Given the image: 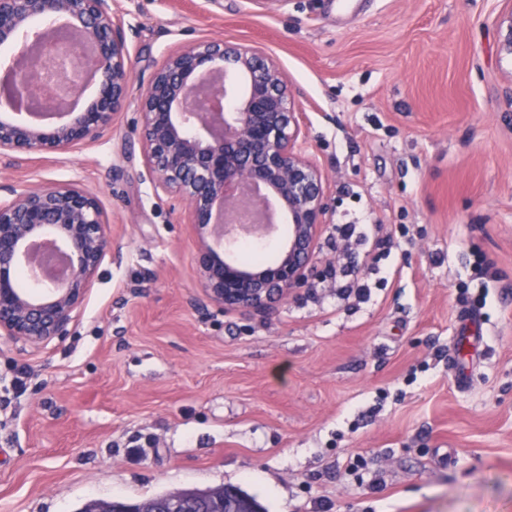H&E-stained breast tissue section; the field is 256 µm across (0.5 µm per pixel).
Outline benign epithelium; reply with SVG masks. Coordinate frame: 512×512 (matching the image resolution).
<instances>
[{
    "instance_id": "1",
    "label": "benign epithelium",
    "mask_w": 512,
    "mask_h": 512,
    "mask_svg": "<svg viewBox=\"0 0 512 512\" xmlns=\"http://www.w3.org/2000/svg\"><path fill=\"white\" fill-rule=\"evenodd\" d=\"M499 15L498 48L512 58V0ZM78 36L92 50L97 95L43 125L0 118V158L64 154L90 146L112 127L129 99L127 39L112 0H0V46L13 49L8 91L17 114L35 113L40 83L67 67L36 48L46 29ZM139 143L153 190L185 205L195 228L200 288L221 309L271 313L288 293L330 272L316 265L322 228L333 205L322 170L309 156L306 125L276 61L257 47L200 40L169 55L139 97ZM247 187L263 189V211L278 208L262 238L286 227L277 258L248 266L239 242L252 226L226 217L241 208ZM112 245L108 219L95 194L76 184L0 182V335L30 346L69 335ZM64 253V277L47 281L34 252Z\"/></svg>"
}]
</instances>
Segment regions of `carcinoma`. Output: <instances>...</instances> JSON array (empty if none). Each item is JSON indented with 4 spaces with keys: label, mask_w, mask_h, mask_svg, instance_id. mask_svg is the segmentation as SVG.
I'll return each instance as SVG.
<instances>
[{
    "label": "carcinoma",
    "mask_w": 512,
    "mask_h": 512,
    "mask_svg": "<svg viewBox=\"0 0 512 512\" xmlns=\"http://www.w3.org/2000/svg\"><path fill=\"white\" fill-rule=\"evenodd\" d=\"M178 496L184 500L187 512H266L256 498L235 487L219 486L209 489L185 488L166 491L143 502L156 512H165L170 498Z\"/></svg>",
    "instance_id": "obj_1"
}]
</instances>
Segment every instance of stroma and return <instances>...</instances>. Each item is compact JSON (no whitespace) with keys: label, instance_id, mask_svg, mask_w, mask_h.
I'll use <instances>...</instances> for the list:
<instances>
[{"label":"stroma","instance_id":"35a3bbf8","mask_svg":"<svg viewBox=\"0 0 512 512\" xmlns=\"http://www.w3.org/2000/svg\"><path fill=\"white\" fill-rule=\"evenodd\" d=\"M501 0H112L135 81L114 127L0 159L94 191L112 249L63 340L0 336V512L234 485L267 512H512V60ZM201 39L255 46L304 112L335 212L272 314L206 302L184 208L141 176L137 99ZM371 225L361 242L334 227ZM484 338L467 390L463 315ZM21 388H14V381ZM502 2L507 3L508 8L497 19L498 48L500 54L512 59V1L502 0Z\"/></svg>","mask_w":512,"mask_h":512}]
</instances>
